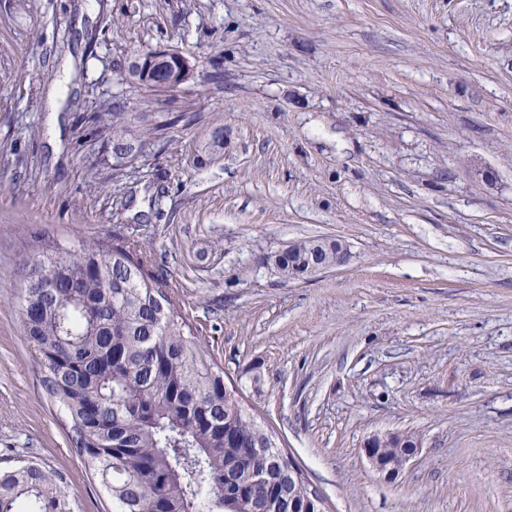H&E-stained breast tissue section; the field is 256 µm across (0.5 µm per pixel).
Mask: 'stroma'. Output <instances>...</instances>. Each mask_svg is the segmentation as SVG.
<instances>
[{
	"mask_svg": "<svg viewBox=\"0 0 512 512\" xmlns=\"http://www.w3.org/2000/svg\"><path fill=\"white\" fill-rule=\"evenodd\" d=\"M160 46L193 78L130 85ZM119 226L331 512H512V0H0V466L59 472L72 512L112 503L22 338L20 261ZM325 237L346 265L275 268ZM387 433L421 440L392 479L362 451Z\"/></svg>",
	"mask_w": 512,
	"mask_h": 512,
	"instance_id": "stroma-1",
	"label": "stroma"
}]
</instances>
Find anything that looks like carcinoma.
Segmentation results:
<instances>
[{
    "label": "carcinoma",
    "instance_id": "cac0c4a2",
    "mask_svg": "<svg viewBox=\"0 0 512 512\" xmlns=\"http://www.w3.org/2000/svg\"><path fill=\"white\" fill-rule=\"evenodd\" d=\"M139 137L112 122V149ZM23 260L24 341L41 355L47 398L71 420L77 453L116 512H308L318 493L273 434L224 385L210 354L187 337L167 284L138 241L117 234L69 250L50 239ZM336 258V241L302 240L275 256L308 268ZM418 436L378 447L395 459ZM71 512L58 474L26 459L0 471V512Z\"/></svg>",
    "mask_w": 512,
    "mask_h": 512
}]
</instances>
